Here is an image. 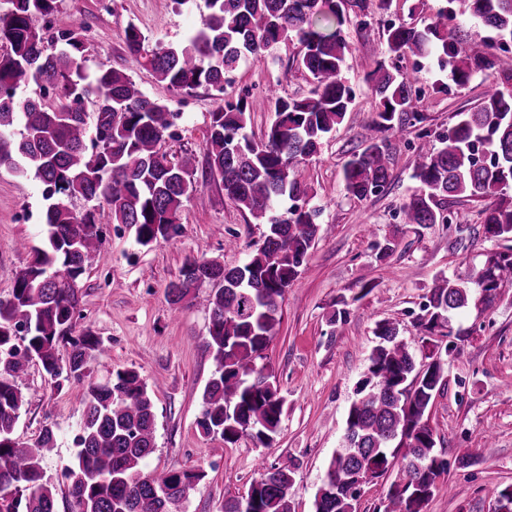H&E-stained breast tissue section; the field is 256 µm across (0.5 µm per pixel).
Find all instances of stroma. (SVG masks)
<instances>
[{
	"label": "stroma",
	"mask_w": 512,
	"mask_h": 512,
	"mask_svg": "<svg viewBox=\"0 0 512 512\" xmlns=\"http://www.w3.org/2000/svg\"><path fill=\"white\" fill-rule=\"evenodd\" d=\"M343 0V30L351 46L342 75L356 98L324 140L318 154L305 162L311 206L317 207L319 236L295 284L285 292L279 322L255 366L268 375L283 397L284 411L269 445L250 437L224 443L205 435L197 421L202 392L216 362L206 346L210 286L199 288L172 316L167 286L189 259L243 264L263 242L265 225L241 211L224 194L219 176L210 175L205 141L211 115L221 97L205 90L186 94L169 89L146 69L136 67L127 51L124 32L137 26L150 41L183 42L206 12L205 0H59L61 11L86 24L82 36L91 64H104L132 75L150 98L180 113L170 154H196L199 189L185 201L179 229L171 241L137 245L135 230L122 224L103 227L106 261L91 259L79 281L76 329L86 327L103 346L89 363L90 378L101 382L112 372L137 371L151 394L155 450L141 468L146 473L203 469L185 499L170 512H224L225 500L245 498L262 465L293 468L288 493L292 512H313L314 494L328 460L340 449L357 382L369 365L377 343L378 322L397 325L399 336L417 362L441 335L422 336L414 320L426 302L436 276L469 278L502 242L485 238L481 203L452 200L461 231L443 224L401 223V203L416 189L414 161L422 145L416 129L391 138L393 177L386 192L359 200L347 194L343 167L361 148V126L376 107L366 75L387 59L385 29L389 22L425 26L446 0ZM301 50L286 40L259 60H243L229 75L226 94L249 95L254 108L246 131L261 137L274 114L266 99L269 89L282 96L307 95L311 80L291 64ZM400 69L419 79L423 89L416 103L423 124L445 130L452 116L479 106L485 87L482 76L467 85L454 83L449 69L436 59L410 57ZM446 92L433 91L434 83ZM42 185L35 175L17 176L0 167V299L8 298L17 273L31 260L28 248L40 244ZM393 241L394 251L379 259L375 243ZM349 303L346 322L330 324L339 298ZM467 335L445 369L447 385L426 412L439 446L448 456L476 455L466 469L450 470L424 505L423 512H493L498 490L512 484V283H503L487 307H468L454 318ZM21 390L24 405L15 436L33 443L41 429L53 427L56 446L42 465L56 486L55 512H72L63 470L75 458L73 439L84 411L85 388H56L38 363H31Z\"/></svg>",
	"instance_id": "stroma-1"
}]
</instances>
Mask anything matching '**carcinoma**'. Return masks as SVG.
I'll return each mask as SVG.
<instances>
[{"label":"carcinoma","mask_w":512,"mask_h":512,"mask_svg":"<svg viewBox=\"0 0 512 512\" xmlns=\"http://www.w3.org/2000/svg\"><path fill=\"white\" fill-rule=\"evenodd\" d=\"M458 1L499 34L495 51L474 53L452 8L423 28L390 24L387 51L399 60L434 54L459 86L484 74L490 83L481 103L434 135L415 110L423 93L418 80L378 63L369 74L378 105L362 126L364 148L344 166L345 190L360 200L383 192L392 177L388 134L416 127L427 146L414 164L419 187L399 207L402 223L450 224L448 199L467 198L484 202L485 237L512 239V197L506 195L512 186V0H448ZM206 8L200 27L178 45L153 44L129 25L125 44L133 62L175 91L204 87L220 96L226 73L240 60H260L294 36L302 46L296 67L313 84L305 97L271 94L275 119L258 140L245 132L253 109L246 99L228 96L212 113L208 168L221 178L224 194L267 231L245 263L228 268L217 260H189L167 291L177 312L197 288L213 285L208 347L216 369L204 387L198 426L226 443L248 435L265 445L277 431L284 400L254 361L268 346L280 300L319 233V209L302 205L309 186L301 164L319 152L354 103L341 75L351 49L337 0H206ZM59 14L58 0H0V44L6 46L0 54V165L19 176L34 173L45 201L42 246L15 276L10 298L0 299V501L5 512H54L56 487L42 466L44 452L55 446L54 429L44 427L32 445L14 436L21 383L35 361L52 379L86 384L78 451L64 472L73 512H169L204 472H142L141 462L155 448L147 385L127 369L104 383L89 380L88 363L102 341L89 327L78 336L72 328L86 263L103 255L101 225L134 227L142 247L171 239L184 201L197 190L196 158L186 152L174 161L163 149L180 113L149 98L127 73L89 64L78 36L82 23L62 24L46 36L39 20L52 23ZM30 86L33 94L18 95ZM91 100L96 112L90 123L84 105ZM77 197L99 204L76 212L70 202ZM284 199L291 205L282 211ZM504 281H512V247L467 280H434L415 327L429 334L448 329L441 359L417 363L395 324H377V344L348 409L344 445L327 465L314 512H354L368 467L379 468L381 477L396 460L402 478L391 484L384 512H421L450 466L475 462L470 454L448 460L425 413L444 383L445 357L457 351L462 336L452 314L472 298L491 304ZM290 486L291 470L264 466L247 498L225 501L224 512H241L243 504L252 512H291Z\"/></svg>","instance_id":"cac0c4a2"}]
</instances>
